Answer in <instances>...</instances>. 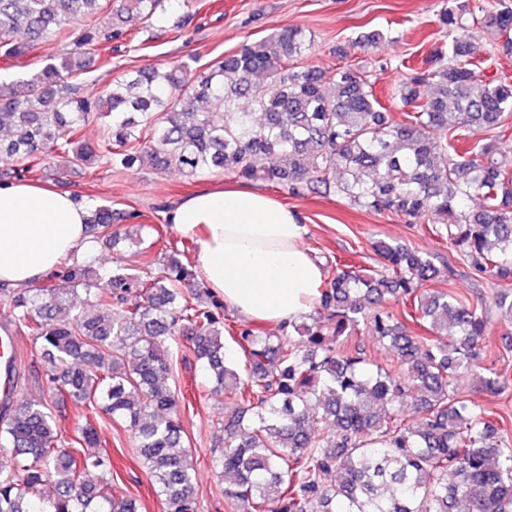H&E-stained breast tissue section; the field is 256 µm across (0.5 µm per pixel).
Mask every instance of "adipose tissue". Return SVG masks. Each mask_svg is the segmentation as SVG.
<instances>
[{"label":"adipose tissue","mask_w":512,"mask_h":512,"mask_svg":"<svg viewBox=\"0 0 512 512\" xmlns=\"http://www.w3.org/2000/svg\"><path fill=\"white\" fill-rule=\"evenodd\" d=\"M86 216L73 194L0 183V281L29 288L62 257L89 252ZM167 218L196 239L199 281L244 318L288 324L319 298L324 271L304 244L306 228L273 196L244 185L207 190L180 199Z\"/></svg>","instance_id":"adipose-tissue-1"}]
</instances>
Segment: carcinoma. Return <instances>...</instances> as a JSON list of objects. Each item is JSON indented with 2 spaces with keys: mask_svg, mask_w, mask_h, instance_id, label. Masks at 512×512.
<instances>
[{
  "mask_svg": "<svg viewBox=\"0 0 512 512\" xmlns=\"http://www.w3.org/2000/svg\"><path fill=\"white\" fill-rule=\"evenodd\" d=\"M103 0H0V57L26 54L36 41L72 47L47 56L32 74L0 82V159L15 177L41 178L103 160L121 178L135 164L197 175L220 171L263 179L301 197L324 189L351 205L435 225V233L476 271L512 286V149L495 131L512 121V81L482 73L459 7L438 23L454 34L408 66L395 96L412 111L396 117L378 99L369 74L354 65H303L313 40L282 28L203 69L196 56L133 70L94 97L78 77L115 41L140 51L139 29L164 0H119L118 22ZM483 31L512 47V8L491 0ZM384 39L373 30L352 46ZM436 85L434 95L424 89ZM105 120L95 141L82 126ZM487 136L461 152L465 129ZM265 158L271 164L256 167ZM116 212L92 207L87 223L100 248L113 249ZM182 250L158 260L147 246L137 268L96 266L70 255L28 289L0 282V307L14 331L31 337L43 364L47 398L0 407V512H141L139 500L112 484V460L100 451L102 410L123 423L165 512H200L194 468L176 414L187 396L168 383L176 357L200 364L224 392L216 469L231 482L234 512H512V426L454 380L477 379L479 394L512 385L481 356L491 323L483 302L447 290L430 257L395 242H375L378 269L336 264L318 316L261 334L224 318V303L201 290ZM430 321L432 335L411 336L386 310ZM368 329L393 364L369 367L348 346ZM243 365L226 360L224 335ZM71 400L85 426L72 437L54 409ZM414 407L415 424L401 408Z\"/></svg>",
  "mask_w": 512,
  "mask_h": 512,
  "instance_id": "cac0c4a2",
  "label": "carcinoma"
}]
</instances>
